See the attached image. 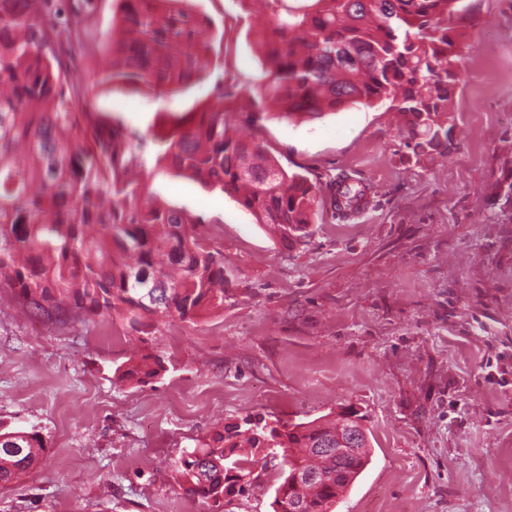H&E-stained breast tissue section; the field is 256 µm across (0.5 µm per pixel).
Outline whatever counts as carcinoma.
I'll list each match as a JSON object with an SVG mask.
<instances>
[{"label": "carcinoma", "instance_id": "cac0c4a2", "mask_svg": "<svg viewBox=\"0 0 512 512\" xmlns=\"http://www.w3.org/2000/svg\"><path fill=\"white\" fill-rule=\"evenodd\" d=\"M51 0H0V284L48 313L68 308L82 320L119 318L136 332L175 316L224 306V254L201 242V218L137 201L131 133L107 126L87 91H66L49 31L70 43L79 26L56 29ZM265 70L254 88L216 95L199 119L167 135L166 169L237 203L282 242L307 236L320 188L288 173L250 136L232 132L225 103L271 100L289 117L319 116L346 105L386 103L407 119L414 149H448V112L457 88L455 20L460 0H262ZM199 24L192 0H123L107 40L112 65L97 83L121 82L180 94L210 67L209 46L194 49ZM346 207L361 194L348 176ZM160 363L140 361L120 380L143 382ZM344 418L280 430L243 419L186 450L173 479L186 495L224 512L221 495L252 481L261 460L278 461L283 481L273 512H331L369 463L317 451L345 430ZM45 452L38 432L0 430V486Z\"/></svg>", "mask_w": 512, "mask_h": 512}]
</instances>
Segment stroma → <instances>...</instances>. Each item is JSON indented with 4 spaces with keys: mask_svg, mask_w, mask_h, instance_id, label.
<instances>
[{
    "mask_svg": "<svg viewBox=\"0 0 512 512\" xmlns=\"http://www.w3.org/2000/svg\"><path fill=\"white\" fill-rule=\"evenodd\" d=\"M448 154L417 153L379 104L318 118H234L287 171L371 188L365 213L315 216L286 245L232 197L155 169L163 137L218 89L259 81L254 0H193L211 66L180 95L102 84V123L136 132L144 198L203 217L234 277L223 309L139 334L70 311L37 316L0 286V427L37 430L36 467L0 489V512H203L173 464L243 418L309 422L353 409L370 461L334 512H512V0H466ZM121 0H92L64 69L85 88L107 67ZM161 358L146 383L129 360ZM224 505L272 512L277 463ZM146 358L142 361L131 364L127 369L123 370L119 376L120 380H136L137 382H144L145 379H151L157 376L160 372L161 365L155 360V365L145 362Z\"/></svg>",
    "mask_w": 512,
    "mask_h": 512,
    "instance_id": "1",
    "label": "stroma"
}]
</instances>
